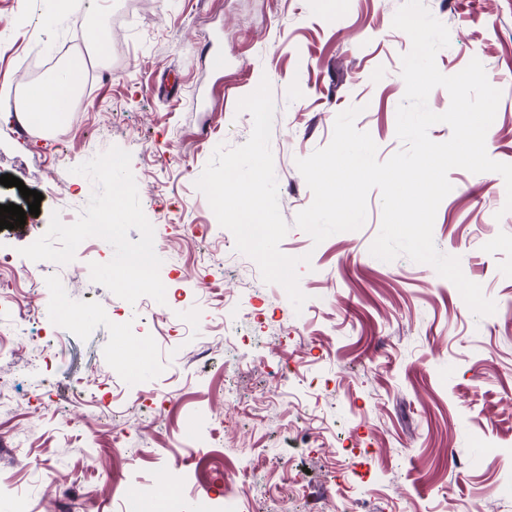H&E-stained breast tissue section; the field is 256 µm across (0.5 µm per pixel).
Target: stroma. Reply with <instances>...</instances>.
Returning a JSON list of instances; mask_svg holds the SVG:
<instances>
[{"instance_id": "1", "label": "stroma", "mask_w": 512, "mask_h": 512, "mask_svg": "<svg viewBox=\"0 0 512 512\" xmlns=\"http://www.w3.org/2000/svg\"><path fill=\"white\" fill-rule=\"evenodd\" d=\"M404 0H0V175L42 193L39 215L0 230L14 257L0 295L22 316L0 358V512H123L128 488L153 486L158 512H309L308 493L341 485L322 512H512V211L496 173L452 169L437 249L496 304L476 317L456 286L405 256L370 253L382 217L371 190L356 231L321 243L295 227L313 195L296 161L327 146L337 115L359 108L384 161L401 150V57L392 19ZM449 30L439 71L479 60L502 92L489 156L512 164V0H424ZM112 33L92 57V30ZM224 50V69L210 55ZM77 49L92 58L89 96L42 130L11 111ZM268 79L280 243L307 300L243 260L196 180L218 145L253 127L240 98ZM131 155L154 228L166 301L113 302L90 263L113 256L91 237L69 271L17 255L73 223L93 192L75 166L110 147ZM152 355L133 354L134 341ZM255 368H238L241 357ZM235 409L225 412L224 398ZM270 462L251 476L253 457Z\"/></svg>"}]
</instances>
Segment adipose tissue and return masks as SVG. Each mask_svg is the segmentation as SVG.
Instances as JSON below:
<instances>
[{"label":"adipose tissue","mask_w":512,"mask_h":512,"mask_svg":"<svg viewBox=\"0 0 512 512\" xmlns=\"http://www.w3.org/2000/svg\"><path fill=\"white\" fill-rule=\"evenodd\" d=\"M80 69L68 66L59 75L39 83L28 93L24 104L18 107L20 116L39 113L46 124H53L73 109L74 97L78 91Z\"/></svg>","instance_id":"ef3b65f1"}]
</instances>
